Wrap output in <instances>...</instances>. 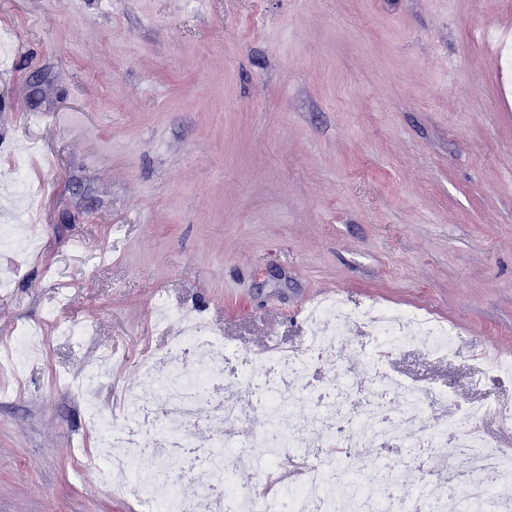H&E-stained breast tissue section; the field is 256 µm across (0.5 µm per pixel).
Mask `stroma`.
<instances>
[{
	"label": "stroma",
	"mask_w": 512,
	"mask_h": 512,
	"mask_svg": "<svg viewBox=\"0 0 512 512\" xmlns=\"http://www.w3.org/2000/svg\"><path fill=\"white\" fill-rule=\"evenodd\" d=\"M511 27L512 0H0V225L26 178L38 243L0 250V334L45 339L0 386V512H134L51 380L112 351L113 408L179 331L161 299L255 356L327 298L427 314L458 355L386 356L446 390L426 422L512 406Z\"/></svg>",
	"instance_id": "obj_1"
}]
</instances>
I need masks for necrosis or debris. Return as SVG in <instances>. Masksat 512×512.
I'll return each instance as SVG.
<instances>
[{
	"mask_svg": "<svg viewBox=\"0 0 512 512\" xmlns=\"http://www.w3.org/2000/svg\"><path fill=\"white\" fill-rule=\"evenodd\" d=\"M351 314L372 330L364 346L372 351L398 348L422 340L435 355L457 354L452 330L420 313H399L374 306L347 311L342 301H329L305 320L303 348H270L261 357L223 354V340L200 316L182 315L183 329L170 337L164 354H149L137 363L140 378L158 390L150 398L135 387L120 396V418L97 403L88 406V423L105 450L110 484L137 499L145 512H512V500L494 490L496 479L512 471V449L495 448L477 432L461 429L456 421L424 423L427 401L442 391L423 394L375 363L366 380L337 377L318 392L310 390L313 369L338 366L343 352L340 316ZM362 392L367 408L353 415L341 406L353 392ZM260 406L263 429L249 439L234 430L245 405ZM314 405L310 419H296V406ZM208 414L207 433L193 432L199 414ZM167 438L171 448H202V465L192 472L194 495L168 485L163 495L141 482L139 469L148 456L144 428ZM376 443L400 458H425L433 468L425 473L420 495L391 498L393 466L364 454ZM471 449L468 493L458 499L444 485L459 482L448 460L459 449ZM296 463L307 470L296 485L281 484L265 496L241 494L232 482L242 469L283 472Z\"/></svg>",
	"mask_w": 512,
	"mask_h": 512,
	"instance_id": "necrosis-or-debris-1",
	"label": "necrosis or debris"
}]
</instances>
